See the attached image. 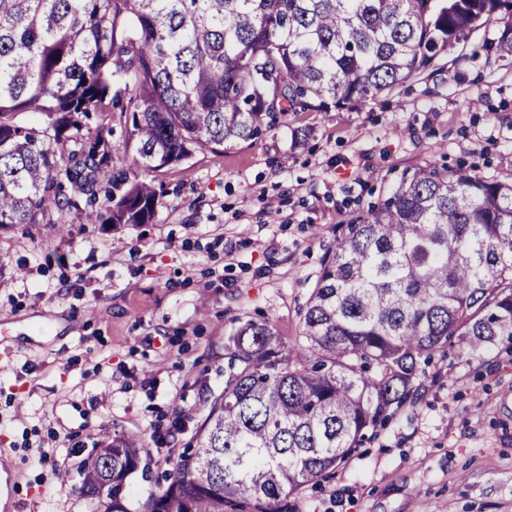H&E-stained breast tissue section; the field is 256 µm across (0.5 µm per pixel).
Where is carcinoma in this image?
Listing matches in <instances>:
<instances>
[{
	"label": "carcinoma",
	"instance_id": "carcinoma-1",
	"mask_svg": "<svg viewBox=\"0 0 512 512\" xmlns=\"http://www.w3.org/2000/svg\"><path fill=\"white\" fill-rule=\"evenodd\" d=\"M481 50L512 60V0H0V229L123 192L101 224H148L159 194L127 182L122 154L83 119L122 104L141 167L246 140L279 115L363 104L414 79L483 20ZM22 112L39 126L16 122ZM71 141L68 156L57 145ZM512 341V184L475 167L405 174L346 225L288 345L269 322L228 337L224 393L138 512H291L368 435L413 407L422 365L464 343ZM144 445L105 433L84 459L83 498L130 512ZM112 481L106 495L95 494Z\"/></svg>",
	"mask_w": 512,
	"mask_h": 512
}]
</instances>
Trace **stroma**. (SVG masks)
<instances>
[{
    "label": "stroma",
    "instance_id": "35a3bbf8",
    "mask_svg": "<svg viewBox=\"0 0 512 512\" xmlns=\"http://www.w3.org/2000/svg\"><path fill=\"white\" fill-rule=\"evenodd\" d=\"M492 17L435 67L361 105L291 112L245 141L129 180L160 194L148 224H92L77 195L0 230V512H87L77 470L106 432L141 435L131 512L173 470L224 389L225 344L269 321L291 343L344 225L405 172L477 166L512 180V63L480 52ZM414 407L377 430L294 512H512V342L436 354Z\"/></svg>",
    "mask_w": 512,
    "mask_h": 512
}]
</instances>
